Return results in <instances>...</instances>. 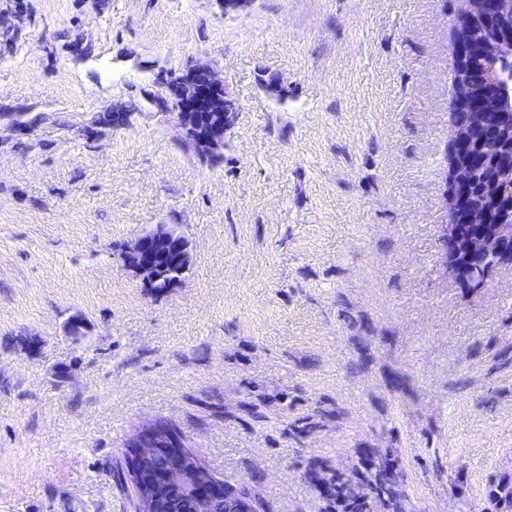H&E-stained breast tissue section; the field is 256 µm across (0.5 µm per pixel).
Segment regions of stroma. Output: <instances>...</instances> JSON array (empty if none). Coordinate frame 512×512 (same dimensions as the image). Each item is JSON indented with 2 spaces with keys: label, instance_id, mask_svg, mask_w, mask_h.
<instances>
[{
  "label": "stroma",
  "instance_id": "obj_1",
  "mask_svg": "<svg viewBox=\"0 0 512 512\" xmlns=\"http://www.w3.org/2000/svg\"><path fill=\"white\" fill-rule=\"evenodd\" d=\"M464 8L0 0V512H133L112 465L157 419L264 512H327L306 469L365 448L405 512H504L512 266L445 268ZM197 63L214 160L164 106ZM155 224L192 251L158 296L120 256ZM173 95L171 112L185 139L204 157L217 156L224 149L226 134L234 112H225L227 105H234L223 81L219 80L206 64H196L178 77L171 87Z\"/></svg>",
  "mask_w": 512,
  "mask_h": 512
}]
</instances>
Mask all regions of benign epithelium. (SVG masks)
Here are the masks:
<instances>
[{"label": "benign epithelium", "mask_w": 512, "mask_h": 512, "mask_svg": "<svg viewBox=\"0 0 512 512\" xmlns=\"http://www.w3.org/2000/svg\"><path fill=\"white\" fill-rule=\"evenodd\" d=\"M492 15L471 12L466 16L473 36L451 44L455 65L466 69L475 63L487 80L486 94L493 96L500 115L512 111V0H487ZM493 30L495 49L476 37ZM172 109L185 139L204 157H214L224 148L226 134L232 129L233 113L225 111L233 104L211 68L196 64L178 77L171 87ZM451 153L464 158L451 166L450 216L458 223L450 225L448 249L478 261L493 253L512 255V225L497 224L492 235L486 232L488 217L473 207V172L488 162L508 154L509 164L490 175L478 186L487 201L512 207V142L504 143L498 133L481 120L485 100L459 99ZM191 250L186 236L175 224H156L145 230L123 253L125 265L150 294L166 280V289L178 287L191 267ZM205 461L186 446L185 438L171 425L152 422L135 432L126 444L121 460L123 480L137 491L139 512H167L169 498L158 495L156 484L176 486L186 497L193 512H215L221 504L225 512H259L258 503L244 495L225 497L224 481L212 475L202 481L195 476L193 463Z\"/></svg>", "instance_id": "benign-epithelium-1"}]
</instances>
